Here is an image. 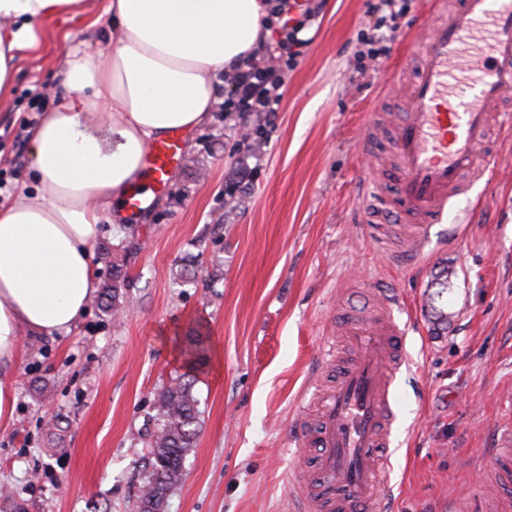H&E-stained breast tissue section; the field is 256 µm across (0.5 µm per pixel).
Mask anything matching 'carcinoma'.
<instances>
[{
    "label": "carcinoma",
    "instance_id": "obj_1",
    "mask_svg": "<svg viewBox=\"0 0 512 512\" xmlns=\"http://www.w3.org/2000/svg\"><path fill=\"white\" fill-rule=\"evenodd\" d=\"M120 272L112 267V283L104 286L105 307L117 315L124 301L118 293ZM152 415L155 429L148 434L149 452L143 457V484L134 508L138 512H165L168 497L183 476L187 452L198 437V399L192 383L179 381L164 388L157 396Z\"/></svg>",
    "mask_w": 512,
    "mask_h": 512
}]
</instances>
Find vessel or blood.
Instances as JSON below:
<instances>
[{
  "label": "vessel or blood",
  "mask_w": 512,
  "mask_h": 512,
  "mask_svg": "<svg viewBox=\"0 0 512 512\" xmlns=\"http://www.w3.org/2000/svg\"><path fill=\"white\" fill-rule=\"evenodd\" d=\"M432 34L418 37L405 60L415 75L404 116L391 131L387 169L398 184L397 207L414 227L410 256L452 199L467 194L495 160L491 118L512 100V0H434ZM183 161L182 137L155 141L144 159L147 190L128 195L140 218ZM352 359L323 390L312 417L296 426V445L315 451L310 468L288 477L290 512H388V472L396 420L393 382L403 333L388 312L356 315L336 329ZM491 478L512 481V429L500 431Z\"/></svg>",
  "instance_id": "vessel-or-blood-1"
}]
</instances>
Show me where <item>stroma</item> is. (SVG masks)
<instances>
[{
	"mask_svg": "<svg viewBox=\"0 0 512 512\" xmlns=\"http://www.w3.org/2000/svg\"><path fill=\"white\" fill-rule=\"evenodd\" d=\"M368 4L325 0L299 33L275 117L246 139L238 115L213 110L143 218L117 210L103 223L95 260L103 275L119 266L126 310L94 300L70 336L24 333L15 418L0 430V512H131L154 399L179 378L201 414L167 512H286L288 473L311 462L293 436L313 374L333 382L346 358L335 323L390 295L408 354L390 507L473 512L469 464L492 447V424H512V128L494 132L498 166L451 203L420 259L390 264L410 227L391 178L386 207L366 203L362 177L378 162L361 127L371 110L400 112L401 57L430 0H407L377 70L359 72L353 55L378 22ZM110 39L89 18L50 21L20 61L0 103V168L19 160L16 185L30 181L28 146L12 138L37 117L30 90L57 87L68 48ZM198 332L220 365L176 358Z\"/></svg>",
	"mask_w": 512,
	"mask_h": 512,
	"instance_id": "35a3bbf8",
	"label": "stroma"
}]
</instances>
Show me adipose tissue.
Here are the masks:
<instances>
[{"label":"adipose tissue","instance_id":"adipose-tissue-1","mask_svg":"<svg viewBox=\"0 0 512 512\" xmlns=\"http://www.w3.org/2000/svg\"><path fill=\"white\" fill-rule=\"evenodd\" d=\"M269 0H108L112 42L69 50L56 103L28 131L35 186L0 200V428L18 394L4 373L23 332L66 336L98 286L100 223L138 186L154 139L204 123L219 74L250 59ZM85 0H0V102L49 20Z\"/></svg>","mask_w":512,"mask_h":512}]
</instances>
